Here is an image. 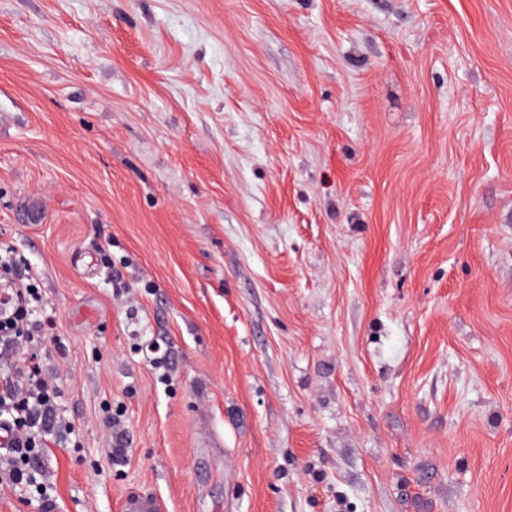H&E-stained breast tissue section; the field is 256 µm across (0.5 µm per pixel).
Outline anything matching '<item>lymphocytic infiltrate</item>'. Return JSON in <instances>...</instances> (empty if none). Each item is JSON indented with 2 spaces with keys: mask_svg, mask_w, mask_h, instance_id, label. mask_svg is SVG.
<instances>
[{
  "mask_svg": "<svg viewBox=\"0 0 512 512\" xmlns=\"http://www.w3.org/2000/svg\"><path fill=\"white\" fill-rule=\"evenodd\" d=\"M14 260L0 259V354L10 355L8 373L0 379V435L8 453L0 456V488L35 487L41 512H54L55 502L44 478L43 450L59 424L57 385L45 376L38 351L55 323L47 315L35 271L11 279Z\"/></svg>",
  "mask_w": 512,
  "mask_h": 512,
  "instance_id": "f902f5d3",
  "label": "lymphocytic infiltrate"
}]
</instances>
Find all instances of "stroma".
I'll return each mask as SVG.
<instances>
[{
	"label": "stroma",
	"mask_w": 512,
	"mask_h": 512,
	"mask_svg": "<svg viewBox=\"0 0 512 512\" xmlns=\"http://www.w3.org/2000/svg\"><path fill=\"white\" fill-rule=\"evenodd\" d=\"M0 242L55 512H512V0H0Z\"/></svg>",
	"instance_id": "stroma-1"
}]
</instances>
